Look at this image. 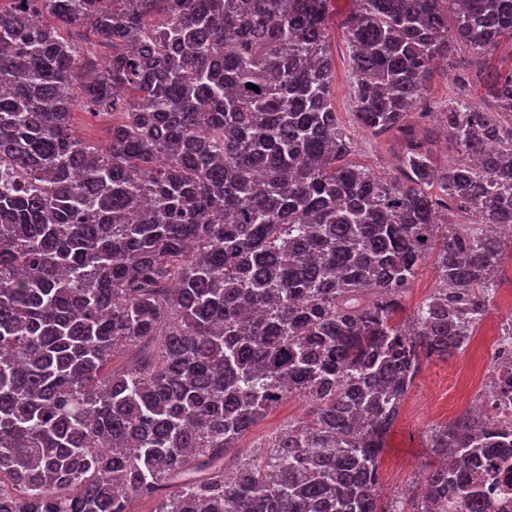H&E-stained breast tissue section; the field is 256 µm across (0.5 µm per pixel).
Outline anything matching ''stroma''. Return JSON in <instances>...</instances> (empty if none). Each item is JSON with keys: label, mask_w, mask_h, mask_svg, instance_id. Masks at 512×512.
Masks as SVG:
<instances>
[{"label": "stroma", "mask_w": 512, "mask_h": 512, "mask_svg": "<svg viewBox=\"0 0 512 512\" xmlns=\"http://www.w3.org/2000/svg\"><path fill=\"white\" fill-rule=\"evenodd\" d=\"M354 9L353 0H329L328 3L332 102L339 122L353 142L352 161L389 178L396 173L399 148L396 137L362 130L353 115L351 48L346 38V26ZM511 66L512 52L502 48L490 56L485 65L470 68L466 84H457L445 70H436L424 93L426 118L412 114L408 117L409 123L422 131L441 132L446 125L444 109L449 102L463 95L479 103L485 111H496V102L485 91V78L491 69ZM511 312L512 302L508 301L503 289H496L489 299L486 317L475 330L476 340L470 341L465 350L423 363L386 437L380 464L385 486L382 500L401 496L435 464L436 459L427 446L428 429L458 418L470 410L479 396L484 395L492 380L491 375H484L476 383L470 378L483 349L480 338L495 334L500 323ZM311 409V403L305 398L291 396L284 399L235 443L234 455L254 454L259 446L266 444L289 422L309 417Z\"/></svg>", "instance_id": "1"}]
</instances>
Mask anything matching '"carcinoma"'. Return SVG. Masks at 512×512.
Returning a JSON list of instances; mask_svg holds the SVG:
<instances>
[{
	"label": "carcinoma",
	"instance_id": "1",
	"mask_svg": "<svg viewBox=\"0 0 512 512\" xmlns=\"http://www.w3.org/2000/svg\"><path fill=\"white\" fill-rule=\"evenodd\" d=\"M327 2L0 0V512H499L493 415L433 426L411 493L376 489L423 362L467 347L501 275L512 67L486 84L500 112L449 103L462 162L404 120L436 65L512 42V0H356L354 116L399 133L388 180L348 160ZM77 99L112 116L106 143L73 131ZM289 395L310 419L228 457ZM488 400L512 401V362ZM438 286V272L434 266L433 259L427 260L422 268L418 270V274L410 287L403 294L401 301L402 312L399 314V317L402 320L409 319L416 311L418 305Z\"/></svg>",
	"mask_w": 512,
	"mask_h": 512
}]
</instances>
